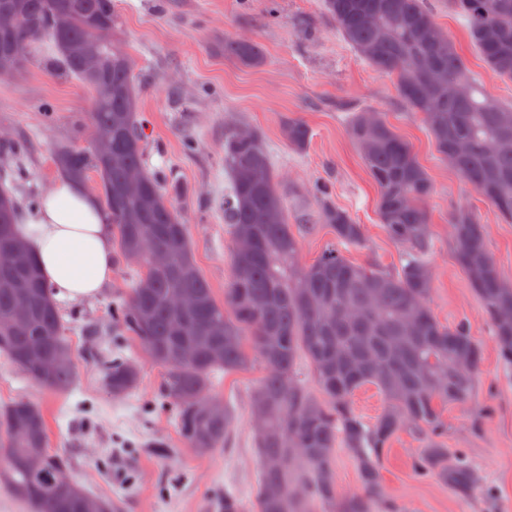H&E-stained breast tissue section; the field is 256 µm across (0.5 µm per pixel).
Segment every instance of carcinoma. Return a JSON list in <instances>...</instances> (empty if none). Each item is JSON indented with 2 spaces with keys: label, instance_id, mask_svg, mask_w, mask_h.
<instances>
[{
  "label": "carcinoma",
  "instance_id": "1",
  "mask_svg": "<svg viewBox=\"0 0 512 512\" xmlns=\"http://www.w3.org/2000/svg\"><path fill=\"white\" fill-rule=\"evenodd\" d=\"M336 30L355 52L391 77L411 111L419 113L444 162L462 183L512 221V106L505 107L468 71L425 0H323ZM16 18L0 33V70L22 71L26 49L49 42L64 71L94 95L95 138L90 152L59 148V170L82 181L97 173L98 191L112 223L121 268L128 255L140 257L138 280L128 301L112 309V323L137 339L164 368L162 394L177 412L186 447L207 454L224 447L232 417L224 400L210 393L215 372L248 363L247 350L265 366L252 397V423L259 451L256 512H383L379 462L401 430L424 439L413 462L419 479L437 477L456 494L478 488L467 456H448L440 407L467 405L475 398L482 345L464 324H441L428 298L432 276L427 202L433 183L410 144L377 111L351 114L346 131L379 188L377 213L387 237L407 247L394 275L349 262L328 248L310 265L300 262L301 235L288 224L286 198L268 150L256 131L224 126V223L233 236V263L224 303L214 298L193 257L187 225L164 181L147 171L146 134L138 121L132 63L114 39L121 18L112 0H0ZM462 17L471 41L490 70L512 81V0H448ZM493 27L499 40L490 43ZM224 55L246 65L263 56L257 43L227 37ZM460 89L448 95V86ZM297 151L306 149L309 129L300 120L283 126ZM306 232L328 225L350 247L364 244L362 225L335 206L326 187ZM18 206L0 187V354L29 378L57 390L74 376L65 322L34 260L16 266L26 253L16 237ZM457 265L491 321L500 360L512 367V285L491 256L486 227L471 207H457L449 224ZM242 241L253 243L249 253ZM165 251L161 268L152 255ZM192 305L177 312V297ZM312 365L322 397L302 379L300 358ZM107 389L122 396L139 381L137 365L118 350L97 355ZM383 392L387 406L373 423L355 411L351 397L363 384ZM358 462L361 491L337 504V445ZM69 459L48 448L40 408L16 402L0 411V482L31 512H118L90 496L76 482L62 486L58 474ZM299 496L276 497L280 488Z\"/></svg>",
  "mask_w": 512,
  "mask_h": 512
}]
</instances>
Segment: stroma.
I'll return each mask as SVG.
<instances>
[{
  "label": "stroma",
  "instance_id": "35a3bbf8",
  "mask_svg": "<svg viewBox=\"0 0 512 512\" xmlns=\"http://www.w3.org/2000/svg\"><path fill=\"white\" fill-rule=\"evenodd\" d=\"M451 35L470 73L498 100L512 105V81L497 77L473 46L461 17L446 0H428ZM122 17L118 38L133 59L139 115L146 127V168L176 184L178 215L188 226L200 273L216 300H223L233 261L224 222V127L258 131L288 201V222L306 223L316 208L315 186L363 227L364 244L343 247L361 266L396 273L404 246L393 243L377 216L378 190L348 137L347 113H384L413 148L434 186L427 204L432 234L429 305L437 320L466 323L482 344L478 396L469 405L443 407L449 453L464 452L477 470L476 494L461 498L447 484L418 480L414 458L421 437L410 430L391 440L379 481L395 512H512V372L501 363L492 324L454 259L450 217L462 203L473 207L487 230L488 248L502 276L512 281V222L501 216L434 149L422 117L400 98L394 81L358 56L324 13L322 0H114ZM257 42L264 61L249 67L225 58V37ZM22 73L0 79V169H14L19 205L43 196L61 177L57 146L91 149L93 94L65 74L43 47L28 49ZM51 112H41V104ZM306 124L310 141L293 150L282 135L288 119ZM135 266L116 270L96 298L62 302L70 316L67 339L75 354L74 380L50 390L0 356V409L18 401L38 405L50 448L67 455L69 476L93 496L115 500L121 512H220L225 493L254 512L258 457L251 427L252 395L265 374L250 355L239 371L216 372L214 393L224 398L234 424L223 448L200 455L178 433L175 409L159 395L163 369L132 337H124L140 378L122 397L106 388L90 351L112 338V307L131 293ZM167 440L172 452L154 454L150 444Z\"/></svg>",
  "mask_w": 512,
  "mask_h": 512
}]
</instances>
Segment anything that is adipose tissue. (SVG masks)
Instances as JSON below:
<instances>
[{
  "instance_id": "1",
  "label": "adipose tissue",
  "mask_w": 512,
  "mask_h": 512,
  "mask_svg": "<svg viewBox=\"0 0 512 512\" xmlns=\"http://www.w3.org/2000/svg\"><path fill=\"white\" fill-rule=\"evenodd\" d=\"M19 233L56 298L97 297L114 274L109 218L80 182L64 178L19 213Z\"/></svg>"
}]
</instances>
